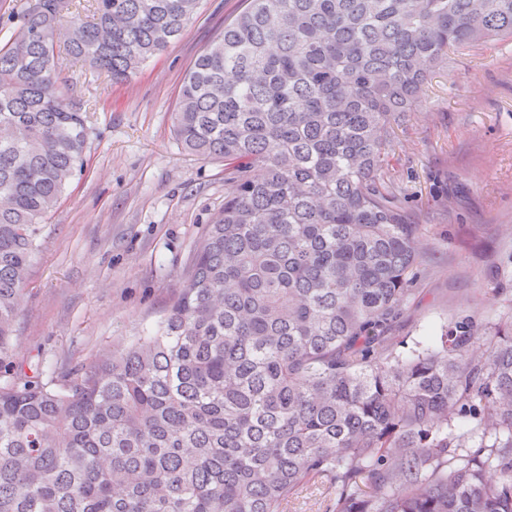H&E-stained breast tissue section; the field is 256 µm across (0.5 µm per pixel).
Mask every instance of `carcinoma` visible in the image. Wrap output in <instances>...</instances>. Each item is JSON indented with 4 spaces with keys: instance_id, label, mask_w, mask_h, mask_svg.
Here are the masks:
<instances>
[{
    "instance_id": "1",
    "label": "carcinoma",
    "mask_w": 512,
    "mask_h": 512,
    "mask_svg": "<svg viewBox=\"0 0 512 512\" xmlns=\"http://www.w3.org/2000/svg\"><path fill=\"white\" fill-rule=\"evenodd\" d=\"M246 2L171 113L224 208L155 328L64 389L0 385V512H281L317 481L328 512H512V314L398 349L423 258L385 181L393 126L449 53L512 40V0ZM199 4L91 0L62 51L122 83ZM68 6L29 0L0 46L3 356L89 138Z\"/></svg>"
}]
</instances>
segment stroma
Returning <instances> with one entry per match:
<instances>
[{
    "label": "stroma",
    "instance_id": "stroma-1",
    "mask_svg": "<svg viewBox=\"0 0 512 512\" xmlns=\"http://www.w3.org/2000/svg\"><path fill=\"white\" fill-rule=\"evenodd\" d=\"M241 0H201L187 30L124 83L62 62L65 96L90 104L86 164L45 217L5 379L54 388L163 317L197 240L224 206V162L188 154L171 126L186 70ZM388 177L423 256L397 340L466 313L512 311L495 266L512 253V41L451 55L393 134Z\"/></svg>",
    "mask_w": 512,
    "mask_h": 512
}]
</instances>
